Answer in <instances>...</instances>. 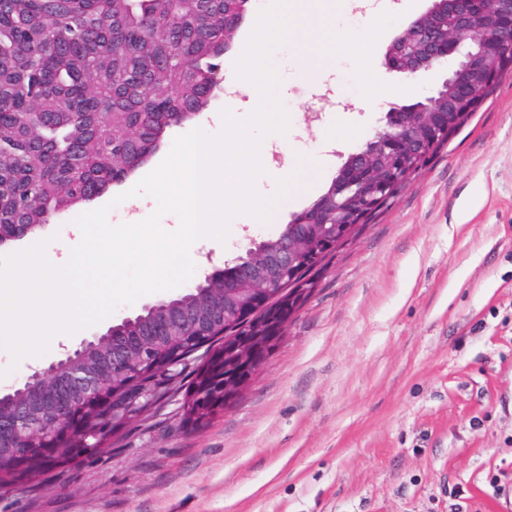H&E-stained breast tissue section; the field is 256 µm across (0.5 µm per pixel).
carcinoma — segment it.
Here are the masks:
<instances>
[{"instance_id": "1", "label": "carcinoma", "mask_w": 512, "mask_h": 512, "mask_svg": "<svg viewBox=\"0 0 512 512\" xmlns=\"http://www.w3.org/2000/svg\"><path fill=\"white\" fill-rule=\"evenodd\" d=\"M239 0H0V231L38 223L47 207L72 208L112 175V145L125 139L100 125L101 113H123L124 125L140 121L139 136L161 112L203 110L213 60L227 37L224 18ZM29 112L50 118L29 135L16 132ZM200 282L181 296L187 306L206 301ZM162 309L144 311L125 327L129 336L165 323ZM229 324L210 346L186 357L191 370L182 393L181 423L201 430L224 414L221 402L209 409L201 400L216 394L205 387L206 356L220 355ZM105 337L82 350L80 366L99 364ZM170 381L159 361L138 366L136 381L99 376L89 394L107 397L104 408L90 406L82 428L49 451L46 431L63 414L38 411L29 420L22 463L0 459V491L21 481L42 484L50 467H66L108 447L132 422L151 409L156 392Z\"/></svg>"}]
</instances>
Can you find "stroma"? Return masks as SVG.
<instances>
[{"mask_svg": "<svg viewBox=\"0 0 512 512\" xmlns=\"http://www.w3.org/2000/svg\"><path fill=\"white\" fill-rule=\"evenodd\" d=\"M380 34L393 40L434 0ZM287 97L298 141L335 121L375 131L387 106L356 98V69L302 77L331 11L297 0ZM317 286L250 386L202 431L176 406L132 424L46 485L0 495V512H500L512 490V76L315 276ZM76 332L14 380L48 367L144 306Z\"/></svg>", "mask_w": 512, "mask_h": 512, "instance_id": "obj_1", "label": "stroma"}]
</instances>
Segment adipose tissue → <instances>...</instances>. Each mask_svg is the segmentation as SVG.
<instances>
[{"label":"adipose tissue","mask_w":512,"mask_h":512,"mask_svg":"<svg viewBox=\"0 0 512 512\" xmlns=\"http://www.w3.org/2000/svg\"><path fill=\"white\" fill-rule=\"evenodd\" d=\"M411 6V0H334L339 54L333 58L323 53L314 56L308 65L309 72L317 74L339 63L351 62L358 67L359 101L379 105L401 97L409 88L408 80L386 81L369 66L368 56L376 34Z\"/></svg>","instance_id":"obj_1"}]
</instances>
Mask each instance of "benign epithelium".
<instances>
[{
  "instance_id": "7a95c632",
  "label": "benign epithelium",
  "mask_w": 512,
  "mask_h": 512,
  "mask_svg": "<svg viewBox=\"0 0 512 512\" xmlns=\"http://www.w3.org/2000/svg\"><path fill=\"white\" fill-rule=\"evenodd\" d=\"M456 4L458 14L448 20V25L438 23L443 2L437 0L395 39L386 59L389 71L416 74L438 69L447 71L448 77L434 95L423 101L411 107L390 108L385 127L375 131L364 147L348 158L333 180L332 192L346 191V198L337 204L330 197L320 204L312 224L293 221L277 237L251 242L246 250L248 258H237L238 265L231 273L216 269L205 275L204 280L215 292L241 296V317H249L252 309L267 303L273 289L288 282L302 257L314 247V227H322L329 237L322 250L325 254L351 241L376 206L392 200L408 184L410 162L423 160L431 147L453 133L449 122L437 117L439 106H444L446 112L457 113L458 101L464 97L471 101L473 109L481 104L493 83L512 73V0H456ZM195 116V112H178L175 121L157 125L153 141L144 151L122 158L120 166L112 169V183L120 184L133 176L160 150L168 129ZM67 214L66 208L50 210L43 222L25 224L7 236L0 235V245L32 234ZM300 308V301H291L267 316L268 343L284 335L287 323ZM208 316V324L195 335L185 337L188 344L201 346L211 325L224 320V301H212ZM270 353L269 349L261 353L249 371L239 366L236 353L224 355L223 375L218 379L224 404L242 396ZM163 355L157 341L149 338L129 347L124 357L105 356V362L112 368V376H125L132 374L135 365L146 357L159 360ZM92 382L89 374L72 377L60 389L58 403L71 420H78L85 412L79 397ZM28 414L30 406L22 405L10 418L0 419V430H9L15 440L13 447L0 448V457L21 461L28 455L29 448L19 427L21 419Z\"/></svg>"
}]
</instances>
